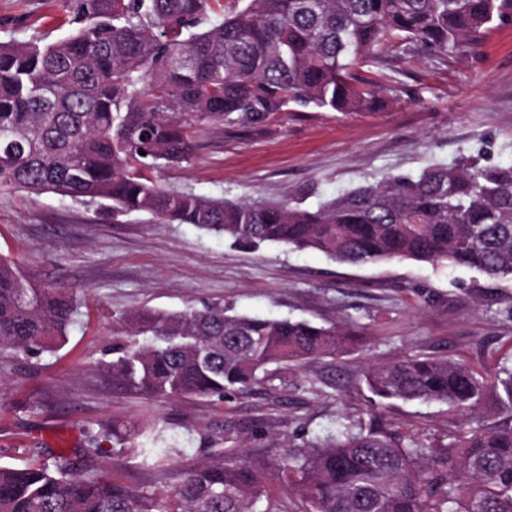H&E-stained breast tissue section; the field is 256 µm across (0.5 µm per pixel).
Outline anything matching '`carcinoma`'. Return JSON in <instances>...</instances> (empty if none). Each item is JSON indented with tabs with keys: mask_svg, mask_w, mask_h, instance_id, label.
<instances>
[{
	"mask_svg": "<svg viewBox=\"0 0 512 512\" xmlns=\"http://www.w3.org/2000/svg\"><path fill=\"white\" fill-rule=\"evenodd\" d=\"M79 27L54 43L0 42V191L107 201L114 214L191 224L248 250L283 245L354 264L410 259L512 283V163L478 156L418 175H389L311 210L209 199L150 174L191 155L204 120L258 122L294 107L372 112L380 92L356 72L388 45L475 48L512 19V0H249L207 21L210 0H63ZM144 154H139V151ZM79 317L68 292L41 288L0 257V348L51 350ZM117 384L164 398L226 400L269 380L272 364L333 357L336 327L231 306L118 317ZM381 400L445 404L464 420L444 445L354 431L287 446L278 473L305 512H512V370L497 380L499 421L471 423L485 379L448 357L405 355L370 366ZM112 468L149 472L170 448L112 430ZM91 464L0 465V512H274L266 478L242 451L185 469L171 492L132 490Z\"/></svg>",
	"mask_w": 512,
	"mask_h": 512,
	"instance_id": "cac0c4a2",
	"label": "carcinoma"
}]
</instances>
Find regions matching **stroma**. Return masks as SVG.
<instances>
[{
  "label": "stroma",
  "mask_w": 512,
  "mask_h": 512,
  "mask_svg": "<svg viewBox=\"0 0 512 512\" xmlns=\"http://www.w3.org/2000/svg\"><path fill=\"white\" fill-rule=\"evenodd\" d=\"M63 0H0V42L48 44L72 32ZM369 75L385 100L376 112L297 107L265 120L204 121L190 129L188 162L160 184L239 201L313 206L392 174L415 175L465 156L512 162V23L476 49L435 54L389 46ZM0 254L44 288H63L82 317L62 348L30 358L0 351V463L83 462L91 441L133 489L177 484L215 448H243L263 474L284 442L335 434L337 422L380 428L401 441L447 443L461 417L437 403L373 400L367 368L405 354L447 356L481 372L512 369V285L412 260L340 263L314 251L234 247L189 224L146 213L115 215L96 202L52 192H0ZM224 303L237 311L340 326L354 341L336 358L278 370L227 401L157 399L113 387L106 365L119 314ZM162 432L177 450L161 474L112 468L113 426Z\"/></svg>",
  "instance_id": "35a3bbf8"
}]
</instances>
